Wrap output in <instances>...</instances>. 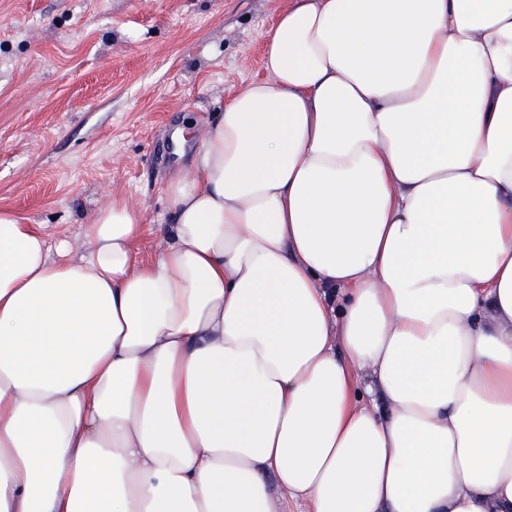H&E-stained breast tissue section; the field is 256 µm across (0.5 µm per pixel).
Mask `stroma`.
<instances>
[{
    "label": "stroma",
    "mask_w": 512,
    "mask_h": 512,
    "mask_svg": "<svg viewBox=\"0 0 512 512\" xmlns=\"http://www.w3.org/2000/svg\"><path fill=\"white\" fill-rule=\"evenodd\" d=\"M289 0H0V209L79 241L124 199L164 246L163 193L184 120L203 133L263 78L264 41Z\"/></svg>",
    "instance_id": "1"
}]
</instances>
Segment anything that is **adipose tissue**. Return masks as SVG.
Listing matches in <instances>:
<instances>
[{"label":"adipose tissue","instance_id":"obj_1","mask_svg":"<svg viewBox=\"0 0 512 512\" xmlns=\"http://www.w3.org/2000/svg\"><path fill=\"white\" fill-rule=\"evenodd\" d=\"M263 67L152 260L0 211V512H512V0H291Z\"/></svg>","mask_w":512,"mask_h":512}]
</instances>
